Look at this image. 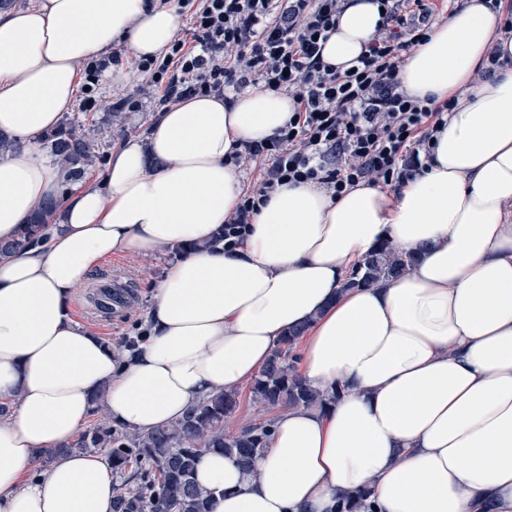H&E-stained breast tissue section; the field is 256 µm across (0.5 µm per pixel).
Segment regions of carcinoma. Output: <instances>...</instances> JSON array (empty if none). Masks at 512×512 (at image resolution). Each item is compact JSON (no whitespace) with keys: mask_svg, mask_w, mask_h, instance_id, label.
Wrapping results in <instances>:
<instances>
[{"mask_svg":"<svg viewBox=\"0 0 512 512\" xmlns=\"http://www.w3.org/2000/svg\"><path fill=\"white\" fill-rule=\"evenodd\" d=\"M42 142L53 162L62 168L63 197L75 183L103 171L105 155L100 152L92 121L80 131L75 122H66L46 133ZM60 204L58 199L39 204L18 238L0 243V255L17 254L46 242ZM412 264L411 255L382 242L347 275L342 289L397 278ZM300 336L301 331H290L253 378L249 387L253 403L266 410H323L341 398L342 389L324 395L313 389L297 369L294 349ZM238 405L239 392L221 391L191 406L180 420L143 433H130L101 417L77 439L49 452L47 459L88 450L105 452L112 473L119 479L112 512H210L211 495L201 491L194 479L200 455L219 451L249 470L272 434L271 419L252 423L235 434L224 433V420L235 413ZM370 498L365 488L348 492L339 498L336 512H373Z\"/></svg>","mask_w":512,"mask_h":512,"instance_id":"obj_1","label":"carcinoma"}]
</instances>
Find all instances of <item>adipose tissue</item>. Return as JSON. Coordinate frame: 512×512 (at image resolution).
Masks as SVG:
<instances>
[{
    "label": "adipose tissue",
    "mask_w": 512,
    "mask_h": 512,
    "mask_svg": "<svg viewBox=\"0 0 512 512\" xmlns=\"http://www.w3.org/2000/svg\"><path fill=\"white\" fill-rule=\"evenodd\" d=\"M512 0H459L427 42L405 54L402 90L453 101L431 165L391 190L359 183L342 196L283 185L240 247L214 238L243 189L224 159L271 137L288 95L254 88L186 99L146 141L111 156L101 185L66 198L50 242L0 257V512H112L115 478L97 452L29 478L94 408L131 432L180 419L264 366L304 326L302 374L336 405L288 409L248 475L216 451L195 479L212 512H335L367 487L376 512H512V68L474 83L492 52L512 61L503 30ZM182 20L169 0H38L0 12V241L56 198L59 171L39 138L68 112L77 61L123 44L165 52ZM382 20L349 0L323 60L350 68ZM417 261L404 276L341 291L380 241ZM186 252L155 284L150 335L127 353L82 328L72 302L115 253Z\"/></svg>",
    "instance_id": "1"
}]
</instances>
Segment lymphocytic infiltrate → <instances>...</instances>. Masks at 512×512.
I'll return each instance as SVG.
<instances>
[{"label": "lymphocytic infiltrate", "mask_w": 512, "mask_h": 512, "mask_svg": "<svg viewBox=\"0 0 512 512\" xmlns=\"http://www.w3.org/2000/svg\"><path fill=\"white\" fill-rule=\"evenodd\" d=\"M381 27L345 72L321 49L347 0H174L188 14L186 36L137 68L161 91L160 109L194 96L225 98L262 86L296 103L285 126L245 141L227 165L262 160L264 170L224 221V247L240 245L254 215L283 185H322L341 196L361 182L399 188L432 162L430 142L453 103L432 105L400 88L404 52L436 22L426 0H378Z\"/></svg>", "instance_id": "lymphocytic-infiltrate-1"}]
</instances>
